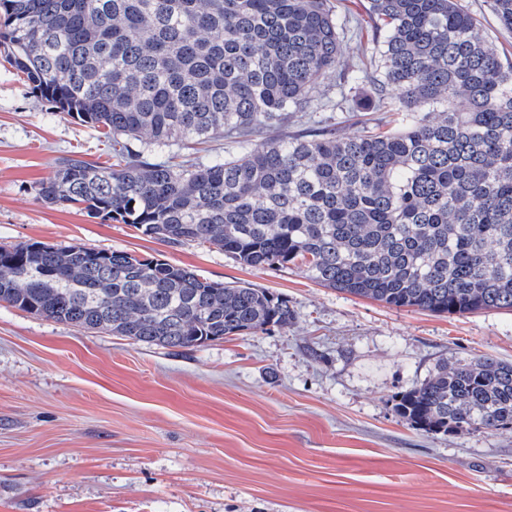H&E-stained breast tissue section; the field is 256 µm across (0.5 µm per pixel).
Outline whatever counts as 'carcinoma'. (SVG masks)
<instances>
[{"instance_id": "1", "label": "carcinoma", "mask_w": 512, "mask_h": 512, "mask_svg": "<svg viewBox=\"0 0 512 512\" xmlns=\"http://www.w3.org/2000/svg\"><path fill=\"white\" fill-rule=\"evenodd\" d=\"M485 2L511 31L512 0ZM365 12L353 23L330 0H0V56L111 141L108 166L59 160L40 200L396 308L512 311V59L458 0H367ZM349 36L360 55L345 59ZM338 112L399 121L345 137ZM302 118L312 133L274 134ZM224 137L231 151L209 157ZM175 145L205 155L162 159ZM0 302L177 349L294 319L263 288L41 242L0 247ZM395 408L429 433L512 428V363L441 367Z\"/></svg>"}]
</instances>
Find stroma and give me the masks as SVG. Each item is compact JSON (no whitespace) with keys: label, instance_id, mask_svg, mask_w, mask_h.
<instances>
[{"label":"stroma","instance_id":"obj_1","mask_svg":"<svg viewBox=\"0 0 512 512\" xmlns=\"http://www.w3.org/2000/svg\"><path fill=\"white\" fill-rule=\"evenodd\" d=\"M69 156L111 161L0 60V247L158 257L295 318L181 350L0 303V512H512V429L431 434L394 410L444 365L512 362V311L395 308L47 205Z\"/></svg>","mask_w":512,"mask_h":512}]
</instances>
